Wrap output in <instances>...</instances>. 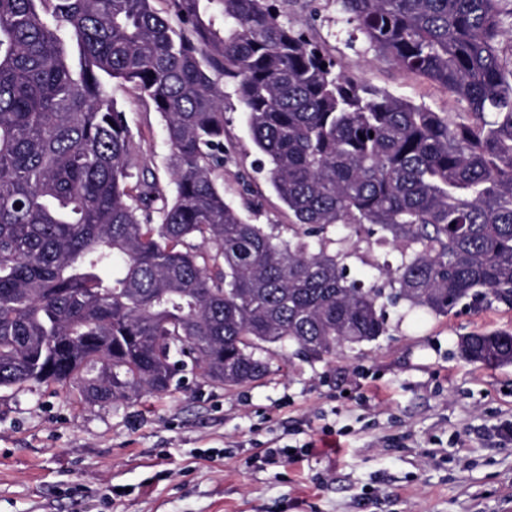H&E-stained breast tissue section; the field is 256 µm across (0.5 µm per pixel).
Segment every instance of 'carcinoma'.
Masks as SVG:
<instances>
[{"instance_id":"obj_1","label":"carcinoma","mask_w":512,"mask_h":512,"mask_svg":"<svg viewBox=\"0 0 512 512\" xmlns=\"http://www.w3.org/2000/svg\"><path fill=\"white\" fill-rule=\"evenodd\" d=\"M0 0V388L76 387L95 404L230 390L267 346L330 362L387 332L403 300L446 316L512 307V71L500 0H336L376 59L465 104L453 119L378 90L269 0ZM234 84L291 237L224 198ZM164 121L173 187L131 172L112 84ZM336 224H372L390 292L348 280ZM512 364V334L458 341Z\"/></svg>"}]
</instances>
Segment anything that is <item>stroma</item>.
<instances>
[{"instance_id":"obj_1","label":"stroma","mask_w":512,"mask_h":512,"mask_svg":"<svg viewBox=\"0 0 512 512\" xmlns=\"http://www.w3.org/2000/svg\"><path fill=\"white\" fill-rule=\"evenodd\" d=\"M327 57L370 84L436 112L464 106L445 89L347 46L336 0H272ZM128 118L134 170L171 185L163 121L113 84ZM225 199L252 224H284L232 85L224 87ZM350 280L384 285L399 254L372 227L336 229ZM387 333L331 363L282 364L230 391L187 389L109 405L52 387L0 389V512H512V364L463 359L460 337L512 332V309L488 299L445 316L386 309ZM308 446L298 462L266 452Z\"/></svg>"}]
</instances>
